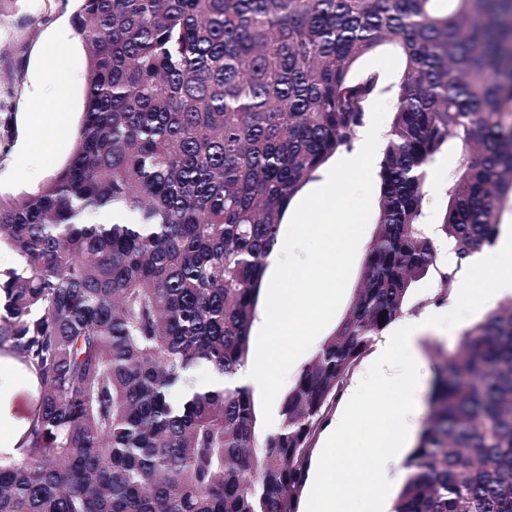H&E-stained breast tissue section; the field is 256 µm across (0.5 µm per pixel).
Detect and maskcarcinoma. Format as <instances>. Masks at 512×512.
Masks as SVG:
<instances>
[{
  "instance_id": "cac0c4a2",
  "label": "carcinoma",
  "mask_w": 512,
  "mask_h": 512,
  "mask_svg": "<svg viewBox=\"0 0 512 512\" xmlns=\"http://www.w3.org/2000/svg\"><path fill=\"white\" fill-rule=\"evenodd\" d=\"M68 162L0 201V347L37 377L0 512H299L313 444L420 283L512 210V0H79ZM389 45L395 89L357 61ZM393 91L379 213L349 311L257 437L250 334L282 218ZM455 142L442 222L429 165ZM129 222L94 223L104 210ZM224 378L206 389L198 374ZM390 512H512V298L460 335Z\"/></svg>"
}]
</instances>
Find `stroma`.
Returning <instances> with one entry per match:
<instances>
[{"instance_id": "obj_1", "label": "stroma", "mask_w": 512, "mask_h": 512, "mask_svg": "<svg viewBox=\"0 0 512 512\" xmlns=\"http://www.w3.org/2000/svg\"><path fill=\"white\" fill-rule=\"evenodd\" d=\"M79 7L78 0H0V199L10 200L37 188L36 183L13 178L8 170L13 160L14 145L24 132L23 117L36 111L28 90L37 78L47 76L48 65L42 47L49 42L57 24L72 25ZM87 49L80 37H73L68 64L74 72L70 90V127H77L85 105L87 80ZM459 151L451 149L440 154L428 169L427 204L425 221L441 223L446 204L445 189L448 177L457 166ZM472 273H464L459 280L441 284L438 280H425L419 290L420 297L445 292L448 299V324L439 332H430L419 341L416 364L419 385L415 394V409L409 415L408 438L390 464V479L400 483L402 463L414 448L419 431L429 413V394L436 372L446 359L458 349L461 332L497 309L504 297L494 294L481 304L460 305L455 301L460 290L469 287Z\"/></svg>"}]
</instances>
